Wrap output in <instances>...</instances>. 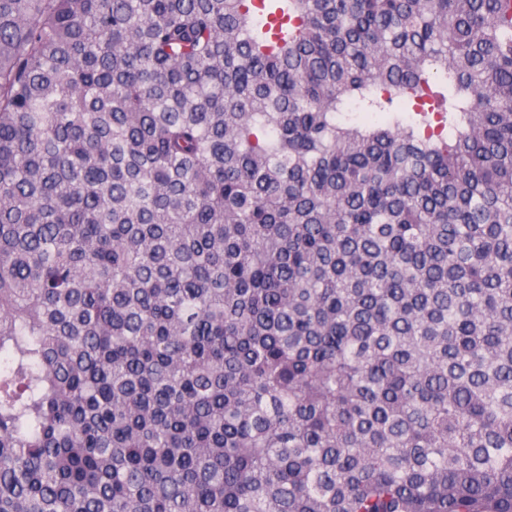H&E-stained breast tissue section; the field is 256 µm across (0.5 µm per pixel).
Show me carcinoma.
<instances>
[{
	"label": "carcinoma",
	"instance_id": "1",
	"mask_svg": "<svg viewBox=\"0 0 512 512\" xmlns=\"http://www.w3.org/2000/svg\"><path fill=\"white\" fill-rule=\"evenodd\" d=\"M0 512H512V0H0Z\"/></svg>",
	"mask_w": 512,
	"mask_h": 512
}]
</instances>
